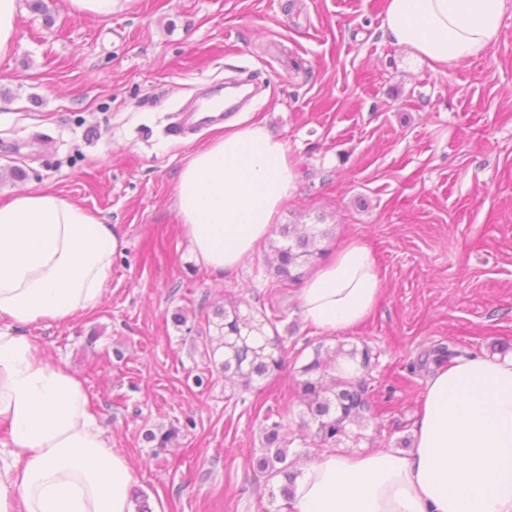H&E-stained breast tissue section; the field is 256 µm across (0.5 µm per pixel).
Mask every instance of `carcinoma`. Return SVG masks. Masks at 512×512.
I'll return each mask as SVG.
<instances>
[{"instance_id": "1", "label": "carcinoma", "mask_w": 512, "mask_h": 512, "mask_svg": "<svg viewBox=\"0 0 512 512\" xmlns=\"http://www.w3.org/2000/svg\"><path fill=\"white\" fill-rule=\"evenodd\" d=\"M278 235L279 240L268 244L267 265L280 285L287 287L300 281L305 268L322 253L321 242L329 238L330 229L320 224H281ZM214 315L222 320L219 327L224 329V335L220 337L224 360L219 366L224 379L249 390L257 380L281 368L282 359L268 352L266 338L256 343L242 339L245 330L263 332V326L254 323V318L241 314L239 307L232 302L216 309ZM341 356L362 370L370 364V351L366 347L346 350L342 344L334 349L321 344L301 367L297 388L305 407L306 427L311 432L312 441L320 447L351 451L363 438L359 429L371 418L373 405L363 377L342 378L329 374V369ZM455 356L457 353L450 349L427 348L420 352L414 368L427 370L430 364L440 365ZM266 421L269 422L265 427L266 448L255 459L254 472L268 482L278 483L283 500L280 508L288 510L292 485L299 473L291 470L289 448L280 435L281 423L271 414Z\"/></svg>"}]
</instances>
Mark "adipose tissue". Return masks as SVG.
Wrapping results in <instances>:
<instances>
[{"instance_id":"1","label":"adipose tissue","mask_w":512,"mask_h":512,"mask_svg":"<svg viewBox=\"0 0 512 512\" xmlns=\"http://www.w3.org/2000/svg\"><path fill=\"white\" fill-rule=\"evenodd\" d=\"M507 0H386L391 42L431 66L484 55ZM298 173L259 124L225 126L180 171L182 228L197 261L237 267L270 233ZM118 239L111 225L44 190L0 204V512H132L134 473L78 374L48 362L26 328L98 308ZM383 295L369 248L351 240L299 297L328 333L366 321ZM408 452L323 453L294 486L293 512H512V357L439 368Z\"/></svg>"}]
</instances>
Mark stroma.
Instances as JSON below:
<instances>
[{
	"label": "stroma",
	"instance_id": "35a3bbf8",
	"mask_svg": "<svg viewBox=\"0 0 512 512\" xmlns=\"http://www.w3.org/2000/svg\"><path fill=\"white\" fill-rule=\"evenodd\" d=\"M44 3L23 7L0 61V203L53 191L116 227L119 248L95 311L27 331L84 380L153 512L270 504L252 470L270 408L295 470L318 459L294 385L317 345L371 351L362 452L411 448L423 349L512 356V8L485 55L435 70L384 35L386 0H120L107 18ZM237 68L262 94L236 123L283 141L299 174L280 223L333 225L324 257L356 238L375 259L383 296L355 328L309 326L301 285L281 286L263 248L221 274L191 253L175 186L215 132L165 127ZM227 300L279 316L285 366L247 391L212 370L207 316ZM173 426L168 448L146 441Z\"/></svg>",
	"mask_w": 512,
	"mask_h": 512
}]
</instances>
